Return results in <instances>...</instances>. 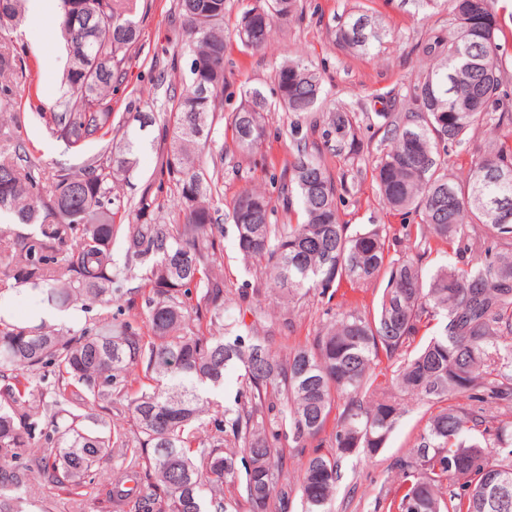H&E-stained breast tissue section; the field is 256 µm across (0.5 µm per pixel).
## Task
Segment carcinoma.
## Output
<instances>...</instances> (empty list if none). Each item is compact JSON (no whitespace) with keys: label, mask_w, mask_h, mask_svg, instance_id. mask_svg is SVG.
<instances>
[{"label":"carcinoma","mask_w":512,"mask_h":512,"mask_svg":"<svg viewBox=\"0 0 512 512\" xmlns=\"http://www.w3.org/2000/svg\"><path fill=\"white\" fill-rule=\"evenodd\" d=\"M22 0H0V29L16 27ZM456 29L425 32L415 51L430 61L400 109L378 112L390 148L373 169L393 210L420 218L355 232L341 223L338 187L319 145L312 111L322 95L315 68L297 58L273 69L279 105L291 117L292 148L280 175L288 223L275 224L271 198L242 188L228 218L246 267L260 268L288 297L345 289L380 291L372 310L340 317L332 307L308 346L284 356L266 338L242 335L217 271L224 225L217 223L221 169L211 145L224 97L225 0H177L189 84L169 90L174 129L162 128L159 185L176 186L178 218L117 224L114 183L132 171L142 140L112 135V98L140 41V0H61L64 94L39 117L79 166L42 167L19 140L0 160V219L30 231L0 236V279L27 286L59 309L116 307L113 322L78 332L44 323L17 326L0 313V512H33L32 481L59 489L105 484L119 512H332L341 460L385 447L406 396L437 407L412 448L398 457L383 512H512V491L492 497L490 477L512 484V430L485 404H512V139L491 140L457 182L448 156L490 122H512L499 57L502 27L491 0H449ZM298 0H255L240 13L242 45L262 51L272 27ZM386 36L382 17L351 14L333 32L342 50L370 56ZM225 122L227 150L249 160L267 135L269 102L253 88ZM99 146L95 153L86 149ZM402 234L415 254L390 255ZM121 240L124 264L114 259ZM481 256L473 257L474 249ZM445 254L431 268L426 260ZM144 269L143 284L123 289ZM130 298L122 300L123 294ZM392 372L377 382L380 364ZM243 370L234 406L208 393ZM463 405H448L450 398ZM336 430L324 438L334 408ZM127 410L126 428L111 424ZM318 444L298 489L281 481L283 447ZM230 441L237 451L224 452ZM332 451H321L323 445ZM118 470L104 474L113 455ZM231 485L233 493H224Z\"/></svg>","instance_id":"1"}]
</instances>
